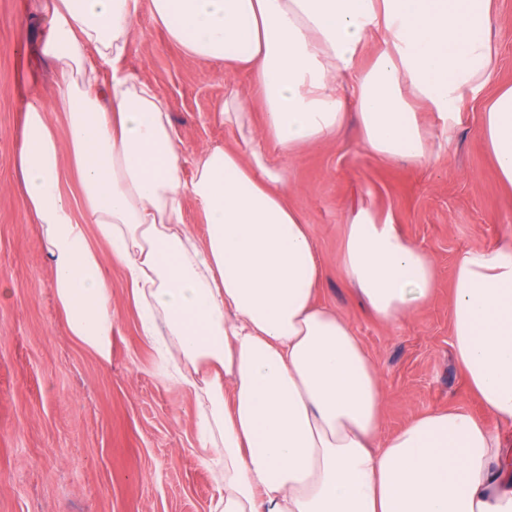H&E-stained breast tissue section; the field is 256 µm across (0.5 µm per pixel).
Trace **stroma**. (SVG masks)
Returning <instances> with one entry per match:
<instances>
[{
  "mask_svg": "<svg viewBox=\"0 0 512 512\" xmlns=\"http://www.w3.org/2000/svg\"><path fill=\"white\" fill-rule=\"evenodd\" d=\"M33 0H0V512H212L216 492L196 440L194 395L167 380L140 331L122 270L101 240L93 245L112 282V361L73 339L52 288L41 230L26 210L14 157L21 100L51 96L54 67L27 61L47 21ZM493 35L500 56L494 86L512 85V0H497ZM128 65L171 107L182 176L207 147L236 146L217 112L227 84L247 75L223 61L186 56L141 14ZM479 100L463 108L452 144L431 161L387 162L361 145L355 122L288 160V202L305 217L325 266L318 299L348 319L376 364L383 430L413 416L460 408L486 412L467 388L451 347L455 261L512 236V191L498 178L479 132ZM391 215L434 264L429 302L393 324L378 321L346 283L338 257L345 227L361 205Z\"/></svg>",
  "mask_w": 512,
  "mask_h": 512,
  "instance_id": "obj_1",
  "label": "stroma"
}]
</instances>
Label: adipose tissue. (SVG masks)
<instances>
[{"instance_id": "adipose-tissue-1", "label": "adipose tissue", "mask_w": 512, "mask_h": 512, "mask_svg": "<svg viewBox=\"0 0 512 512\" xmlns=\"http://www.w3.org/2000/svg\"><path fill=\"white\" fill-rule=\"evenodd\" d=\"M37 46L56 67L53 104L23 103L15 158L70 336L110 362L112 284L87 230L123 271L144 338L194 394L198 446L223 463L218 512H512V239L455 263L451 346L488 412L455 408L381 432L380 376L346 318L318 304L325 270L288 203L287 158L343 127L363 147L421 163L453 140L491 83L495 0H40ZM149 13L186 55L246 70L262 103L228 87L218 105L244 150H205L183 179L170 105L127 67ZM379 45L362 64L371 37ZM431 112L432 126L419 119ZM66 123L58 133L51 112ZM480 133L512 190V86ZM70 156L83 212L61 188ZM194 200L206 224L184 221ZM373 316L394 323L436 288L430 258L391 217L360 208L338 258Z\"/></svg>"}]
</instances>
